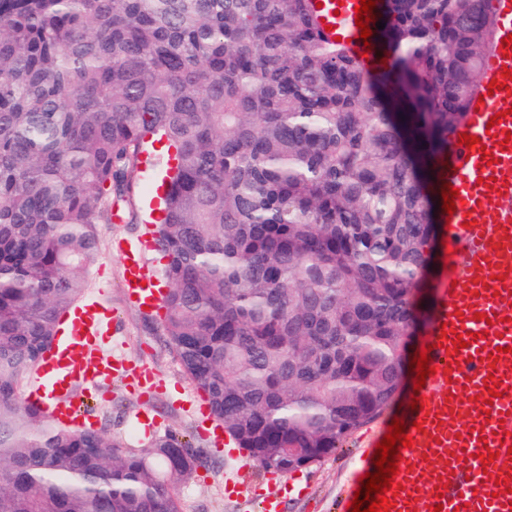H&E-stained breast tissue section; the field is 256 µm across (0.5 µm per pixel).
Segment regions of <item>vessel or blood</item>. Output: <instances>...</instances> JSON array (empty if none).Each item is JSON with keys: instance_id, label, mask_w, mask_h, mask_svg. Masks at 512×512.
<instances>
[{"instance_id": "vessel-or-blood-1", "label": "vessel or blood", "mask_w": 512, "mask_h": 512, "mask_svg": "<svg viewBox=\"0 0 512 512\" xmlns=\"http://www.w3.org/2000/svg\"><path fill=\"white\" fill-rule=\"evenodd\" d=\"M361 0H321L318 10L328 39L346 40L351 55L369 71L383 69L378 50H367L355 23ZM493 45L485 58L479 94L461 133L477 145H460L451 134L446 152L430 167L435 190L450 184L462 202L453 215L437 209L440 240L448 269L437 283L439 301L429 322L434 370L416 396L420 407L404 409L412 447L402 449L400 473L387 498L391 512H512V90H490L503 68L512 69L503 38L512 34V0H491ZM501 122L490 125L493 116ZM491 185H484V178ZM124 288L130 303L160 308L163 289L149 281L142 249L125 242ZM112 320L111 310L96 301L78 307L67 319L57 348L43 364L45 381L28 395L31 403H52L62 425L76 424L82 394L103 393L123 360L102 359L99 351ZM465 341L455 349V341ZM498 381V396L487 390ZM479 396L470 404L469 396ZM494 453L482 463L481 452Z\"/></svg>"}]
</instances>
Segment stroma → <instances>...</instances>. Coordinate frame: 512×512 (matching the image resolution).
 Masks as SVG:
<instances>
[{"instance_id": "35a3bbf8", "label": "stroma", "mask_w": 512, "mask_h": 512, "mask_svg": "<svg viewBox=\"0 0 512 512\" xmlns=\"http://www.w3.org/2000/svg\"><path fill=\"white\" fill-rule=\"evenodd\" d=\"M148 231L147 224L126 218L96 227L99 253L89 268L84 291L98 295L117 320V333L104 347V355L124 359L129 367L128 376L116 377L108 385V400H88L96 427L118 439L123 447L142 448L151 437L137 421L138 414L144 413L156 420L155 435L185 437L199 455L200 464L192 478L176 488L181 512H262L261 503L268 496L281 497L284 512H338V503L351 484L369 438L383 436L388 421L402 408L405 393L414 383L413 373L405 372L401 394L376 420L356 428L342 451L299 471L302 493L289 491V475H280L272 482L256 463L240 467L225 455L223 446L200 429L190 406L200 394L178 362L158 317L144 314L126 301L122 257L115 244L136 240ZM144 368L163 379V387H140L136 376ZM228 474L245 486L243 498L225 495L224 477Z\"/></svg>"}]
</instances>
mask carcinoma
Returning <instances> with one entry per match:
<instances>
[{
	"label": "carcinoma",
	"instance_id": "carcinoma-1",
	"mask_svg": "<svg viewBox=\"0 0 512 512\" xmlns=\"http://www.w3.org/2000/svg\"><path fill=\"white\" fill-rule=\"evenodd\" d=\"M381 76L311 0H0V512H181L197 457L24 401L95 225L155 142L160 324L262 469L332 456L394 397L434 240L428 158L478 91L489 0H385Z\"/></svg>",
	"mask_w": 512,
	"mask_h": 512
}]
</instances>
